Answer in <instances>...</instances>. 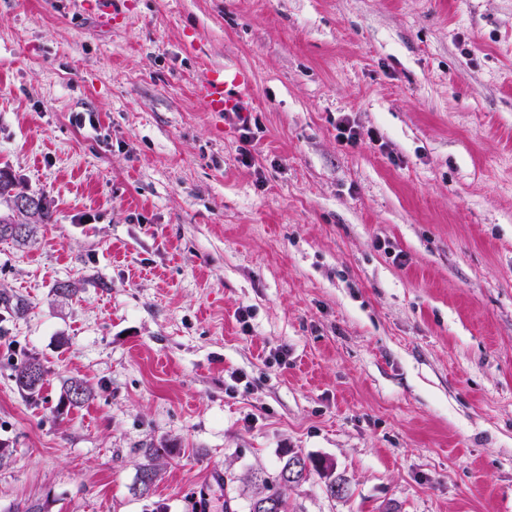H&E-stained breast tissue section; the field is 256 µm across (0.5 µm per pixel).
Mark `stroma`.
Returning <instances> with one entry per match:
<instances>
[{
    "mask_svg": "<svg viewBox=\"0 0 512 512\" xmlns=\"http://www.w3.org/2000/svg\"><path fill=\"white\" fill-rule=\"evenodd\" d=\"M91 2L0 0V170L52 212L0 242V512H243L290 452L349 486L299 512H512V0ZM249 86V77L242 71L211 69L196 86V94L210 112L243 114ZM33 370L37 372V376L27 378ZM13 371L12 377L19 392L31 398L39 395L46 382L48 370L38 359L22 360L14 366ZM166 455L165 449L148 448L146 451L147 463L139 468L137 475L136 492L140 496H148L157 480L159 474V461Z\"/></svg>",
    "mask_w": 512,
    "mask_h": 512,
    "instance_id": "obj_1",
    "label": "stroma"
}]
</instances>
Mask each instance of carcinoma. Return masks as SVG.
<instances>
[{
	"instance_id": "1",
	"label": "carcinoma",
	"mask_w": 512,
	"mask_h": 512,
	"mask_svg": "<svg viewBox=\"0 0 512 512\" xmlns=\"http://www.w3.org/2000/svg\"><path fill=\"white\" fill-rule=\"evenodd\" d=\"M28 190L15 178L0 171V200L7 204V212L0 214V239L10 240L18 245L30 241L37 233L38 226L51 220L50 206L45 195L39 194L38 206L27 212L13 208L12 200ZM47 368L36 358H28L13 368V380L19 392L28 397L39 395L43 388ZM92 396V388L81 378L69 380L66 398L70 405L78 406ZM167 448H150L146 451L147 463L139 468L137 489L141 496H147L159 474V461L167 455ZM324 473L327 466L321 461L304 458L297 454L283 460L277 470L269 473L263 469L254 471L250 477L252 491L247 499V512H290L288 488L305 481L311 471Z\"/></svg>"
}]
</instances>
